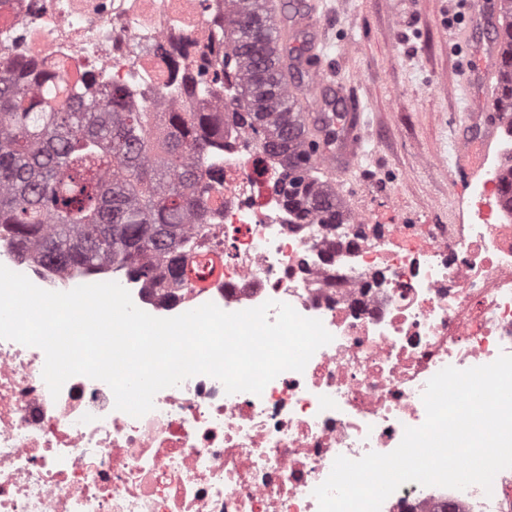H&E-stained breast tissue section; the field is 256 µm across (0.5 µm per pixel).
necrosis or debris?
I'll return each mask as SVG.
<instances>
[{
  "label": "necrosis or debris",
  "instance_id": "4bbe7bcc",
  "mask_svg": "<svg viewBox=\"0 0 512 512\" xmlns=\"http://www.w3.org/2000/svg\"><path fill=\"white\" fill-rule=\"evenodd\" d=\"M223 21L224 0H0V51L173 99L178 63L223 52ZM222 136L223 203L182 279L60 268L6 235L0 264L49 291L119 283L159 318L283 302L332 342L261 395L196 375L135 418L82 375L52 397L43 351L0 339V512H319L313 490L337 456L391 452L423 424L437 372L512 354V211L497 178L473 188L460 226L298 224L268 188L276 163L239 126ZM381 512H512V469L488 492L407 483Z\"/></svg>",
  "mask_w": 512,
  "mask_h": 512
}]
</instances>
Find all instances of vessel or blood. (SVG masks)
Listing matches in <instances>:
<instances>
[{"instance_id": "1", "label": "vessel or blood", "mask_w": 512, "mask_h": 512, "mask_svg": "<svg viewBox=\"0 0 512 512\" xmlns=\"http://www.w3.org/2000/svg\"><path fill=\"white\" fill-rule=\"evenodd\" d=\"M466 25L461 34L466 51L476 59L464 74L463 84L477 97L470 109V119L459 134L462 169L474 177L482 169L489 149L502 122L493 112L497 98L492 76L500 71L504 52L494 35L500 27L499 14L489 0H467ZM274 18L282 22L284 37L281 50L308 78L298 89L297 100L303 109V122L314 136V156L332 171L353 168L364 153L365 121L357 100L338 91L325 78L323 64V19L315 0H301L297 10L284 13L272 8Z\"/></svg>"}]
</instances>
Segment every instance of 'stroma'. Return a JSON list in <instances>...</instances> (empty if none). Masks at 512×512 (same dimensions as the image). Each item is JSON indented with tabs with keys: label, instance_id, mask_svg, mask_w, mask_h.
<instances>
[{
	"label": "stroma",
	"instance_id": "35a3bbf8",
	"mask_svg": "<svg viewBox=\"0 0 512 512\" xmlns=\"http://www.w3.org/2000/svg\"><path fill=\"white\" fill-rule=\"evenodd\" d=\"M330 82L364 111L366 146L348 173L325 172L351 217L374 224H459L456 132L468 121L456 44L461 0H319Z\"/></svg>",
	"mask_w": 512,
	"mask_h": 512
}]
</instances>
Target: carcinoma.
<instances>
[{"label": "carcinoma", "mask_w": 512, "mask_h": 512, "mask_svg": "<svg viewBox=\"0 0 512 512\" xmlns=\"http://www.w3.org/2000/svg\"><path fill=\"white\" fill-rule=\"evenodd\" d=\"M512 39V0H498ZM280 30L263 0H224L216 70L180 98L135 100L123 86L71 82L59 71L0 51V233L38 246L46 262L94 269L102 262L146 280L176 278L191 259L190 230L207 223L224 188L210 162L224 113L197 107L199 90L232 73L242 111L232 121L281 166L273 189L300 224H338L336 187L307 162L303 120L274 66ZM496 110L512 116V67L500 72Z\"/></svg>", "instance_id": "1"}]
</instances>
